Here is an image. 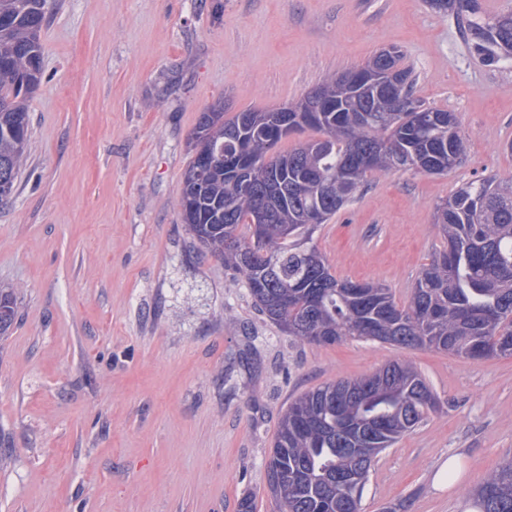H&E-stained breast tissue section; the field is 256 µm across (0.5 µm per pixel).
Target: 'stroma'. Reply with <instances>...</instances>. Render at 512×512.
I'll list each match as a JSON object with an SVG mask.
<instances>
[{
	"mask_svg": "<svg viewBox=\"0 0 512 512\" xmlns=\"http://www.w3.org/2000/svg\"><path fill=\"white\" fill-rule=\"evenodd\" d=\"M44 78L11 196L0 289V512H277L266 462L288 402L411 362L439 399L376 458L361 512H469L512 460V358L471 360L365 339L315 345L255 308L199 248L179 197L200 113L295 101L398 46L415 94L457 114L445 175L394 172L313 241L336 278L405 302L445 240L435 206L512 173V65L485 67L425 0H45ZM460 475L435 477L449 457ZM17 318V304L12 292L0 290V340L7 338Z\"/></svg>",
	"mask_w": 512,
	"mask_h": 512,
	"instance_id": "35a3bbf8",
	"label": "stroma"
}]
</instances>
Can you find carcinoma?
Segmentation results:
<instances>
[{
  "mask_svg": "<svg viewBox=\"0 0 512 512\" xmlns=\"http://www.w3.org/2000/svg\"><path fill=\"white\" fill-rule=\"evenodd\" d=\"M462 27L468 51L493 70L512 62V11L482 14L479 0H426ZM44 0H0V185L11 194L29 140L27 102L41 84ZM404 53L336 75L310 91L320 112L247 110L224 105L200 113L193 153L224 143L203 178L188 166L179 206L206 251L224 256L256 308L288 335L331 345L365 338L402 348L428 347L472 359L512 356V175L468 182L436 206L447 249L422 267L409 300L388 288L339 280L312 243L314 224L351 203L368 177L393 171L445 175L462 162L457 116L415 96ZM435 116L422 124L406 102ZM315 129L321 138L287 152L277 145ZM17 318L14 294L0 290V340ZM391 374L388 392L374 389ZM343 385L368 388L357 400ZM439 401L411 364L392 360L373 374L339 380L293 399L275 437L267 477L279 512H360L374 464L371 449L391 447L421 425ZM481 512H512V461L497 467L477 494Z\"/></svg>",
  "mask_w": 512,
  "mask_h": 512,
  "instance_id": "1",
  "label": "carcinoma"
}]
</instances>
